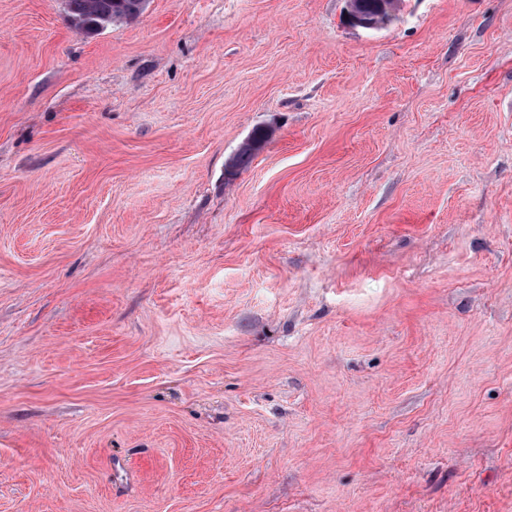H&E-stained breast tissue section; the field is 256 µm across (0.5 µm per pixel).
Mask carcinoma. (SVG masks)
I'll return each instance as SVG.
<instances>
[{
  "label": "carcinoma",
  "mask_w": 512,
  "mask_h": 512,
  "mask_svg": "<svg viewBox=\"0 0 512 512\" xmlns=\"http://www.w3.org/2000/svg\"><path fill=\"white\" fill-rule=\"evenodd\" d=\"M65 5L69 24L77 30L92 33L117 21L137 20L145 9L146 0H65ZM256 152L258 149L252 146L239 147L231 157L230 167L239 172Z\"/></svg>",
  "instance_id": "obj_1"
}]
</instances>
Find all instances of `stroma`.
Listing matches in <instances>:
<instances>
[{
    "label": "stroma",
    "instance_id": "35a3bbf8",
    "mask_svg": "<svg viewBox=\"0 0 512 512\" xmlns=\"http://www.w3.org/2000/svg\"><path fill=\"white\" fill-rule=\"evenodd\" d=\"M344 11L0 0V512H512V0ZM65 5L69 24L92 33L117 21L137 20L145 9L146 0H66ZM346 15L345 19L349 26L360 27L367 30L381 28L385 23L393 18L397 10L398 0L380 1L379 13L376 17L370 16L364 12L362 0H345Z\"/></svg>",
    "mask_w": 512,
    "mask_h": 512
}]
</instances>
